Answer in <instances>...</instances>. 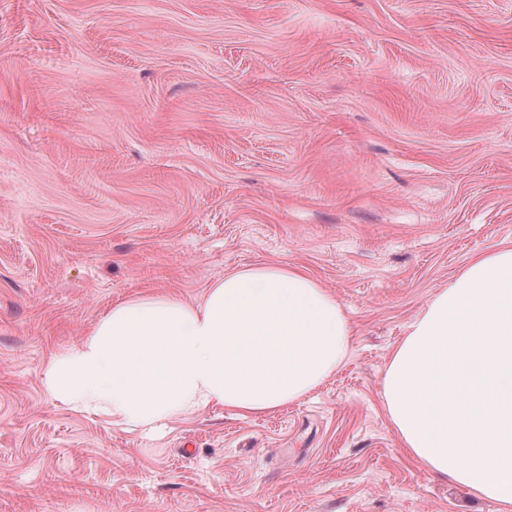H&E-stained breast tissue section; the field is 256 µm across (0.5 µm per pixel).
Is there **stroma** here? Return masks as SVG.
<instances>
[{
	"label": "stroma",
	"mask_w": 512,
	"mask_h": 512,
	"mask_svg": "<svg viewBox=\"0 0 512 512\" xmlns=\"http://www.w3.org/2000/svg\"><path fill=\"white\" fill-rule=\"evenodd\" d=\"M512 244V0H0V512H496L382 380ZM300 268L352 325L304 398L154 431L45 388L116 304Z\"/></svg>",
	"instance_id": "stroma-1"
}]
</instances>
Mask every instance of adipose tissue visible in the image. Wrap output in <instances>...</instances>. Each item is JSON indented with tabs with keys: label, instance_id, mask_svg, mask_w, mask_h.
Instances as JSON below:
<instances>
[{
	"label": "adipose tissue",
	"instance_id": "ef3b65f1",
	"mask_svg": "<svg viewBox=\"0 0 512 512\" xmlns=\"http://www.w3.org/2000/svg\"><path fill=\"white\" fill-rule=\"evenodd\" d=\"M351 326L336 297L288 265L225 274L204 300L113 306L53 357L49 393L147 429L207 407L261 415L341 367ZM411 458L512 512V246L470 261L419 311L382 382Z\"/></svg>",
	"mask_w": 512,
	"mask_h": 512
}]
</instances>
